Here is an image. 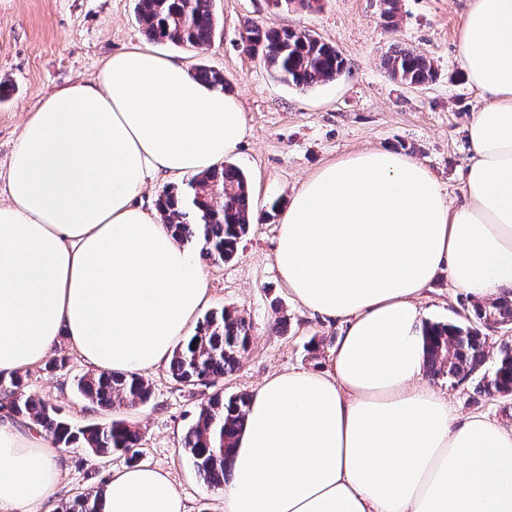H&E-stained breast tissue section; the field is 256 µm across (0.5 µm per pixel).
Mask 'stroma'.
<instances>
[{"mask_svg": "<svg viewBox=\"0 0 512 512\" xmlns=\"http://www.w3.org/2000/svg\"><path fill=\"white\" fill-rule=\"evenodd\" d=\"M467 0H399L393 24L381 16V0H321L320 7L274 8L272 0H216L219 31L200 48L156 43L160 53L183 58L189 69L221 71L228 92L243 106L250 135L229 157L247 176L256 210L286 209L292 192L324 163L370 148L402 151L425 165L450 201L464 200L471 158L466 127L479 96L463 75L456 55L457 25ZM315 32L346 62L336 80L302 91L275 80L260 58L241 48L246 22ZM135 0H0V81L10 95L0 100V190L5 189L11 154L23 124L55 90L91 79L101 62L132 43H147ZM432 59L434 81L406 86L393 81L382 58L394 44ZM279 218L252 225L237 256L203 262L207 309L237 310L250 327L251 346L239 368L218 380L225 394L253 393L277 371L313 370L326 364L342 324L302 307L280 280L274 263ZM424 321L465 324L472 303L440 272L420 300ZM57 357L64 368L36 365L24 370L27 390L59 407L77 424L121 416L142 435L143 459L170 471L190 512H223L220 489L208 486L180 451L208 386L177 384L166 367L148 372V404L120 413L91 408L74 380L88 365L68 347ZM431 387L448 395L459 414H482L512 423V398L475 394L472 383L447 379ZM62 482L59 501L103 486L123 457H95L82 448L58 451Z\"/></svg>", "mask_w": 512, "mask_h": 512, "instance_id": "1", "label": "stroma"}]
</instances>
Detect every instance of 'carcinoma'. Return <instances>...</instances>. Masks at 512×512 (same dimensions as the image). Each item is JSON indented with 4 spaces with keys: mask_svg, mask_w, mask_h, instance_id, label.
Returning <instances> with one entry per match:
<instances>
[{
    "mask_svg": "<svg viewBox=\"0 0 512 512\" xmlns=\"http://www.w3.org/2000/svg\"><path fill=\"white\" fill-rule=\"evenodd\" d=\"M214 2L136 0V12L149 39L198 48L215 38ZM242 46L255 50L278 81L303 91L335 79L345 68L336 47L306 29L251 23ZM383 66L394 81L406 86H420L436 77L430 59L402 45L386 54ZM158 210L180 243L198 239L200 258L224 262L235 257L250 225L271 217L253 209L248 179L231 163L197 174L183 189L165 190ZM472 314L474 321L468 325L426 324L425 368L452 385L471 380L479 394L512 396V337L494 340L486 332L490 317L503 325L512 321V299L475 304ZM250 340V328L236 311L211 310L175 349L168 364L171 377L182 386L202 379L213 383L238 368ZM492 351L494 367L486 374L481 368ZM76 388L93 407L109 410L143 406L151 398L149 380L136 372L86 373L78 377ZM250 400L248 394L226 396L217 390L200 403L194 424L180 441L181 452L196 473L214 488L223 487L230 477L229 458ZM0 413L45 432L58 448H84L97 457L117 452L130 466L142 461V436L134 424L113 419L75 425L60 408L28 393L18 373H0ZM60 512H97L93 490L74 495Z\"/></svg>",
    "mask_w": 512,
    "mask_h": 512,
    "instance_id": "obj_1",
    "label": "carcinoma"
}]
</instances>
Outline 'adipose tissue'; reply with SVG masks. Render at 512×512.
Listing matches in <instances>:
<instances>
[{
	"instance_id": "ef3b65f1",
	"label": "adipose tissue",
	"mask_w": 512,
	"mask_h": 512,
	"mask_svg": "<svg viewBox=\"0 0 512 512\" xmlns=\"http://www.w3.org/2000/svg\"><path fill=\"white\" fill-rule=\"evenodd\" d=\"M456 53L482 99L465 204L384 149L325 163L290 198L280 279L344 330L329 368L273 374L252 395L224 512H512V424L459 415L423 383L417 305L443 269L471 300L512 297V0H469ZM249 133L237 97L142 44L31 112L0 201V371L64 341L98 373L169 362L206 276L136 199ZM60 474L43 434L0 420V512L51 507ZM99 512L189 510L170 472L142 462L113 472Z\"/></svg>"
}]
</instances>
